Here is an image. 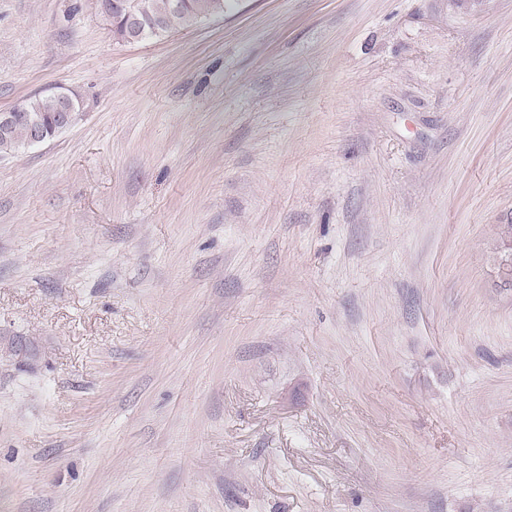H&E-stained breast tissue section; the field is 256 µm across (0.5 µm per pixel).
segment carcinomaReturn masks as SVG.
I'll list each match as a JSON object with an SVG mask.
<instances>
[{"mask_svg":"<svg viewBox=\"0 0 512 512\" xmlns=\"http://www.w3.org/2000/svg\"><path fill=\"white\" fill-rule=\"evenodd\" d=\"M141 20L137 35L144 39L159 36L172 30L199 23L224 14L228 0H136ZM30 113L40 116L47 131H53V123L60 112L61 101L55 94L35 96L28 102ZM29 137L27 123L19 122L6 134H0V154L17 151Z\"/></svg>","mask_w":512,"mask_h":512,"instance_id":"cac0c4a2","label":"carcinoma"}]
</instances>
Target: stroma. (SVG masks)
<instances>
[{
	"mask_svg": "<svg viewBox=\"0 0 512 512\" xmlns=\"http://www.w3.org/2000/svg\"><path fill=\"white\" fill-rule=\"evenodd\" d=\"M0 512H512V0H0ZM126 0H102V11L111 20L125 19V29L127 32L126 41L133 42L138 40L135 35L139 20L132 12L126 8ZM141 20L139 39L159 36L224 14L228 0H133ZM176 1H181L178 6ZM30 113L39 115L49 134H52L53 123L60 112L61 101L56 94L35 96L27 103ZM29 137V128L27 123L18 122L12 130L6 134H0V154H10L17 151Z\"/></svg>",
	"mask_w": 512,
	"mask_h": 512,
	"instance_id": "obj_1",
	"label": "stroma"
}]
</instances>
